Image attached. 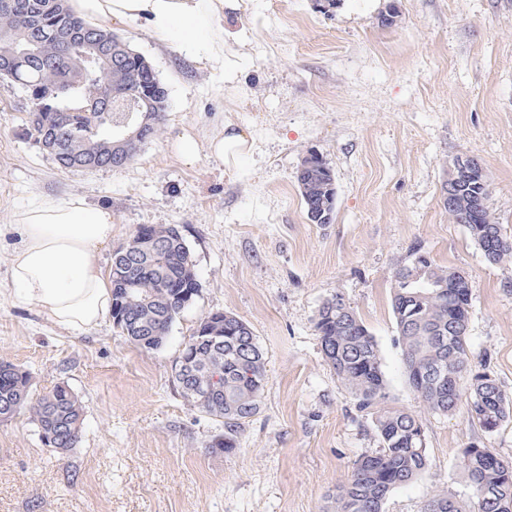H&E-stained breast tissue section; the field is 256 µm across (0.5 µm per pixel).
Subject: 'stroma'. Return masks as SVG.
I'll use <instances>...</instances> for the list:
<instances>
[{
	"instance_id": "obj_1",
	"label": "stroma",
	"mask_w": 512,
	"mask_h": 512,
	"mask_svg": "<svg viewBox=\"0 0 512 512\" xmlns=\"http://www.w3.org/2000/svg\"><path fill=\"white\" fill-rule=\"evenodd\" d=\"M111 29L169 93L158 136L123 168H59L28 130L27 93L0 79V361L29 372L31 400L64 383L84 408L64 458L29 416L0 421V512H326L355 461L381 447L373 414L321 353L316 316L337 294L377 341L388 405L425 429L428 472L390 492L383 512H424L440 492L473 512L461 451L476 442L512 463V419L486 433L466 402L448 415L423 407L391 294L417 247L462 272L471 363L512 394V262L489 263L441 200L453 158L478 160L512 237V0H236L220 64L206 62V41L181 53L141 20ZM228 122L253 139L235 168L173 156L182 132L203 142ZM311 154L335 176L326 225L308 221L296 181ZM44 195L111 209L106 271L139 226L181 230L199 293L160 349L134 347L109 322L73 334L11 296L13 214ZM217 310L248 323L265 353L261 411L229 454L212 447L223 419L173 380L183 345Z\"/></svg>"
}]
</instances>
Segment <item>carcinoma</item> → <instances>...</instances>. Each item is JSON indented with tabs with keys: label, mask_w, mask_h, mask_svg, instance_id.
Here are the masks:
<instances>
[{
	"label": "carcinoma",
	"mask_w": 512,
	"mask_h": 512,
	"mask_svg": "<svg viewBox=\"0 0 512 512\" xmlns=\"http://www.w3.org/2000/svg\"><path fill=\"white\" fill-rule=\"evenodd\" d=\"M44 29L28 41L30 65L8 76L30 93L29 131L40 138L53 131L62 138L69 158L92 159L98 142L122 113L99 112L91 101L119 92L128 100L148 95L153 78L137 57L127 55L119 68L87 69L84 81L74 85L69 63L52 61L50 34L58 29L99 34L105 28L76 15L57 0H12L0 10V52L29 37L27 17ZM307 218L313 224L333 222L336 182L328 165L296 172ZM498 222L484 206L483 223L469 224L470 234L492 264L512 262V239L496 236ZM151 230L169 240L165 253L151 250L140 234ZM128 257L112 262L114 301H122L126 321L121 333L143 350H157L166 342L173 323L185 309L183 284H198L184 236L176 226L141 225L125 244ZM392 310L399 334L406 374L423 406L446 415L461 399L470 406V418L481 429L512 418V396L489 374L472 369L467 332L471 314L469 284L438 267L430 259L395 273ZM315 328L321 351L358 400L361 410H375V429L382 448L355 463L347 481L333 495L332 512H383L388 494L421 477L430 467L423 424L418 415L386 405L387 380L378 344L350 304L340 295L326 299L318 310ZM217 336L218 342L195 346L192 367L177 360L173 377L187 400L206 413L224 419V443L211 448L233 452L246 425L261 408L265 387V357L251 327L236 316L215 311L197 325L189 341ZM29 373L13 363H0V409L11 416L29 412L41 442L49 451L65 455L81 438L83 407L66 385H58L35 405L28 404ZM462 469L475 498L474 512H502L512 505V465L490 448L472 443L462 449ZM425 512H462L446 495L433 496Z\"/></svg>",
	"instance_id": "carcinoma-1"
}]
</instances>
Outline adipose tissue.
Segmentation results:
<instances>
[{"mask_svg":"<svg viewBox=\"0 0 512 512\" xmlns=\"http://www.w3.org/2000/svg\"><path fill=\"white\" fill-rule=\"evenodd\" d=\"M229 0H69L77 13L96 21H146L160 40L188 47L198 37L210 41L213 58L224 54V7ZM182 163L193 164L201 152L234 167L250 153L247 132L225 127L223 134L200 145L190 133L173 145ZM15 223L23 245L11 264L17 297L36 305L53 323L74 332L104 325L112 314V285L97 259L99 246L112 239V212L78 197L44 196L19 209Z\"/></svg>","mask_w":512,"mask_h":512,"instance_id":"adipose-tissue-1","label":"adipose tissue"}]
</instances>
